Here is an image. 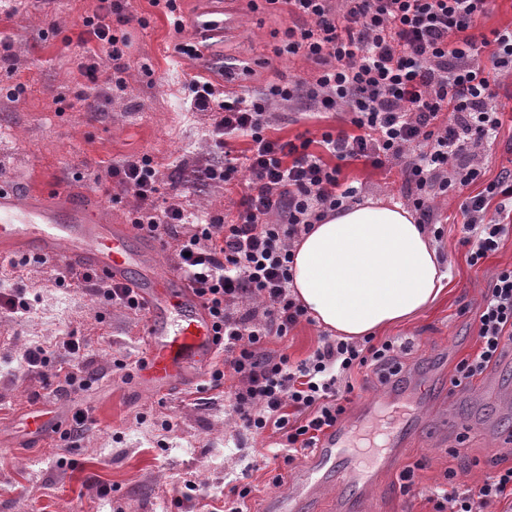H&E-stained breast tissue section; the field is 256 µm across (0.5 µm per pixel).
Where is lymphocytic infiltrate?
I'll use <instances>...</instances> for the list:
<instances>
[{"label": "lymphocytic infiltrate", "instance_id": "1", "mask_svg": "<svg viewBox=\"0 0 512 512\" xmlns=\"http://www.w3.org/2000/svg\"><path fill=\"white\" fill-rule=\"evenodd\" d=\"M492 0H265L272 11L287 10L296 25L284 31L287 53L320 65L314 83L271 84L258 95L225 91L204 79L190 84L189 108L212 117L209 148L224 150L231 135L250 137L248 156L225 158L201 169L205 182L229 185L247 172V190L235 220L192 213L178 194H162L158 164L149 154L112 163L96 187L106 198L132 201V223L143 234L174 239L177 269L208 309L224 354L208 386L236 382L228 397L247 428L274 427L282 436L285 464L316 447L346 412L354 390L352 371H394L405 349L395 340L360 342L324 338L297 365L264 348L283 338L307 309L290 291L294 244L330 212L357 200L359 190L339 181L327 157L356 159L382 168L400 166L406 195L415 211L428 216L434 193L483 182L481 192L462 205L463 227L471 234V264L495 252L512 221V173L486 180L476 144L492 139L503 124L491 86L512 73V28L486 35L480 29ZM135 16L129 0H98L82 20L83 53L78 71L86 97L123 91L129 69L127 28ZM303 101L333 110L349 108L351 130L326 131L320 152L311 139L272 137V111ZM79 280L106 304L140 311L130 288L93 271ZM478 349L455 368V385L481 376L512 343V266L498 269L487 283L477 315ZM512 497V467L489 476L479 495L441 491L451 512H484Z\"/></svg>", "mask_w": 512, "mask_h": 512}]
</instances>
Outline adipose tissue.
Returning a JSON list of instances; mask_svg holds the SVG:
<instances>
[{
  "instance_id": "ef3b65f1",
  "label": "adipose tissue",
  "mask_w": 512,
  "mask_h": 512,
  "mask_svg": "<svg viewBox=\"0 0 512 512\" xmlns=\"http://www.w3.org/2000/svg\"><path fill=\"white\" fill-rule=\"evenodd\" d=\"M297 301L350 340L426 310L444 288L431 237L399 204L364 202L328 215L295 244Z\"/></svg>"
}]
</instances>
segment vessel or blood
<instances>
[{
  "label": "vessel or blood",
  "instance_id": "1",
  "mask_svg": "<svg viewBox=\"0 0 512 512\" xmlns=\"http://www.w3.org/2000/svg\"><path fill=\"white\" fill-rule=\"evenodd\" d=\"M137 235L133 225L91 214L71 194L0 186L1 260L30 253L57 259L71 268L96 270L140 295L148 313L142 385L161 396L175 383L199 382L218 345L208 311L192 285L173 271H161L153 242L130 248ZM382 406L394 412V420L376 424L367 403L355 419L321 437L307 468L289 474L287 490L268 501L267 512H302L334 483L352 503L374 489L378 474L395 465L397 449L415 432L409 401L391 394L383 397Z\"/></svg>",
  "mask_w": 512,
  "mask_h": 512
}]
</instances>
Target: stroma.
Listing matches in <instances>:
<instances>
[{
	"instance_id": "1",
	"label": "stroma",
	"mask_w": 512,
	"mask_h": 512,
	"mask_svg": "<svg viewBox=\"0 0 512 512\" xmlns=\"http://www.w3.org/2000/svg\"><path fill=\"white\" fill-rule=\"evenodd\" d=\"M97 0H23L17 11L0 13V179L46 192L75 193L78 201L102 211L113 223H130L127 200L112 201L96 190L107 167L132 154L146 153L158 163L163 189L178 187L183 205L202 206L234 218L244 185L200 186L193 172L206 157L211 123L205 112L187 111L192 79L229 80L231 88L254 91L280 80H312L317 66L303 55L278 56L287 15L251 11L247 0H230L236 28L211 39L204 59L179 55L176 46L193 39L175 33L148 0H131L147 26L130 25V65L121 97L101 96L86 110L78 93L84 83L77 69L83 17ZM497 102L506 118L494 144L481 146L487 179L512 170V75L500 77ZM351 115L317 112L302 103L276 108L271 134L284 140L348 127ZM340 177L361 187L362 198L406 204L400 166L375 168L359 161L339 164ZM473 184L431 203L430 220L443 237L436 248L449 279L438 299L408 321L376 332V339L414 340L399 357L397 376L380 380L366 369L351 378V407L386 391L408 389L419 407L416 434L397 451L399 466L380 477L381 498L363 512H435L432 493L453 484L479 492L493 468L492 449L512 427V367L496 363L482 385L450 384L457 364L477 350L476 317L488 280L512 265V230L481 264L470 265L463 246L461 205L476 195ZM60 262L0 265V287L19 295L27 311L0 310V512H224V486L245 478L254 492L249 512H263L266 498L282 491L273 467L262 455L280 436L273 430L245 429L222 391L197 397L194 386L151 395L140 371H116L117 359L145 358L146 312H130L101 302L81 281L59 282ZM327 330L300 322L285 338H272L268 353L307 358ZM88 343L83 357L62 347L65 336ZM42 347L52 367H79L90 373L83 388L58 394L42 370L27 366L22 353ZM59 409L52 439L40 448H21L22 419L28 411ZM94 423L66 437L77 411ZM175 425L166 433L162 421ZM410 482H403L404 471ZM197 484L184 489L183 479Z\"/></svg>"
}]
</instances>
